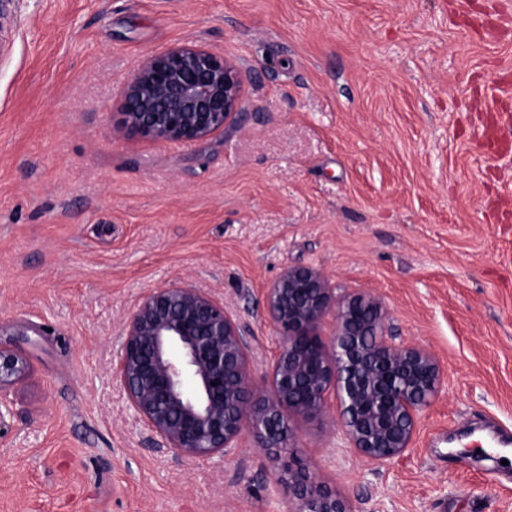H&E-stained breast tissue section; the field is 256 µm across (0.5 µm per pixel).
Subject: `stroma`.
Returning a JSON list of instances; mask_svg holds the SVG:
<instances>
[{
  "mask_svg": "<svg viewBox=\"0 0 512 512\" xmlns=\"http://www.w3.org/2000/svg\"><path fill=\"white\" fill-rule=\"evenodd\" d=\"M499 0H6L0 7V343L31 368L0 419V512H294L252 445L157 449L113 382L155 288L205 289L249 329L289 266L388 307L396 343L445 371L414 444L377 467L337 401L293 422L291 457L350 512H512V27ZM187 42L235 59L244 114L207 140L128 138L122 90Z\"/></svg>",
  "mask_w": 512,
  "mask_h": 512,
  "instance_id": "stroma-1",
  "label": "stroma"
}]
</instances>
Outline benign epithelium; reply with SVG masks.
Instances as JSON below:
<instances>
[{"instance_id":"obj_1","label":"benign epithelium","mask_w":512,"mask_h":512,"mask_svg":"<svg viewBox=\"0 0 512 512\" xmlns=\"http://www.w3.org/2000/svg\"><path fill=\"white\" fill-rule=\"evenodd\" d=\"M245 79L233 59L200 44L145 56L126 85L119 130L165 142L208 138L242 114ZM279 348L268 376L250 372L248 329L212 294L192 286L157 288L125 325L115 382L156 437L191 459L234 453L248 433L270 459L290 447L293 418L323 413L339 400L348 447L382 466L414 442L421 412L440 393L443 371L427 349L387 334L388 309L365 292L336 295L312 266L288 267L265 293ZM333 320L330 343L320 335ZM30 371L19 352L0 346V408ZM276 484L295 512H349L303 469H282Z\"/></svg>"}]
</instances>
